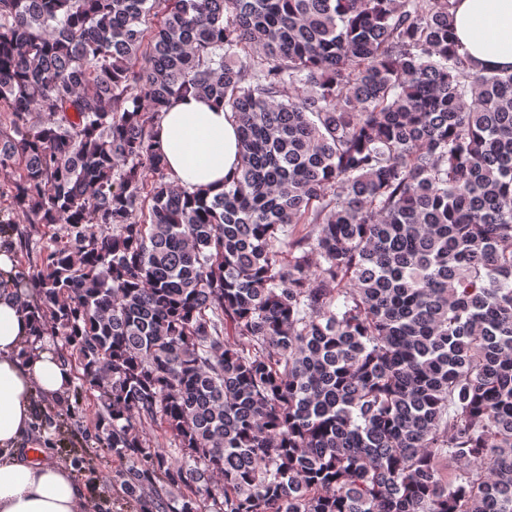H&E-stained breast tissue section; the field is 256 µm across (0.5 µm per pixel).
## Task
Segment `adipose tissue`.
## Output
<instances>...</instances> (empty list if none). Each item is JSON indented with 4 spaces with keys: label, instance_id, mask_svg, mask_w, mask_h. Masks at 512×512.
Listing matches in <instances>:
<instances>
[{
    "label": "adipose tissue",
    "instance_id": "adipose-tissue-1",
    "mask_svg": "<svg viewBox=\"0 0 512 512\" xmlns=\"http://www.w3.org/2000/svg\"><path fill=\"white\" fill-rule=\"evenodd\" d=\"M455 34L475 69H512V0H457ZM168 171L181 187L224 188L240 156L232 113L204 98L173 99L157 126ZM13 247L0 246V512H96L71 468L33 453L32 397H62L67 363L40 349L33 320L16 288Z\"/></svg>",
    "mask_w": 512,
    "mask_h": 512
}]
</instances>
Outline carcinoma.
<instances>
[{"mask_svg":"<svg viewBox=\"0 0 512 512\" xmlns=\"http://www.w3.org/2000/svg\"><path fill=\"white\" fill-rule=\"evenodd\" d=\"M455 2L0 0V197L64 232L19 278L140 512H512V71ZM237 130L232 112L207 99H173L162 112L157 141L175 183L190 191H222L224 178L233 174L240 160Z\"/></svg>","mask_w":512,"mask_h":512,"instance_id":"1","label":"carcinoma"}]
</instances>
